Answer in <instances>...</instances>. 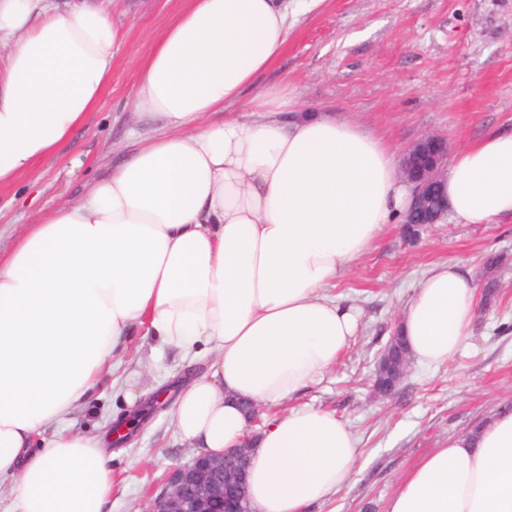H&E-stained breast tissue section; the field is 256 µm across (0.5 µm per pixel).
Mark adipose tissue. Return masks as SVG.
I'll use <instances>...</instances> for the list:
<instances>
[{
    "mask_svg": "<svg viewBox=\"0 0 512 512\" xmlns=\"http://www.w3.org/2000/svg\"><path fill=\"white\" fill-rule=\"evenodd\" d=\"M290 35L286 0H184L135 94L163 133L0 252V479L14 512H108L112 456L68 423L135 330L211 354L173 421L215 454L246 438L242 402L320 381L356 335L357 310L325 290L403 221L412 190L381 133L303 111L289 86L258 89ZM122 39L99 0H0V184L86 123ZM443 188L455 223L512 217V132L458 151ZM475 304L458 266H433L400 322L412 357L448 362ZM357 455L333 412L268 421L253 512H307L348 483ZM388 512H512V410L422 457Z\"/></svg>",
    "mask_w": 512,
    "mask_h": 512,
    "instance_id": "obj_1",
    "label": "adipose tissue"
}]
</instances>
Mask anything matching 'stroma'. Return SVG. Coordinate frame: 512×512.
I'll use <instances>...</instances> for the list:
<instances>
[{
  "label": "stroma",
  "mask_w": 512,
  "mask_h": 512,
  "mask_svg": "<svg viewBox=\"0 0 512 512\" xmlns=\"http://www.w3.org/2000/svg\"><path fill=\"white\" fill-rule=\"evenodd\" d=\"M183 0H112L124 32L101 108L56 151L13 183L0 186V250L6 251L47 209L80 199L161 121L134 106L136 83L151 44ZM286 52L259 79L285 84L303 108L324 107L381 132L397 149L434 132L457 151L490 131L512 129V0H308L289 10ZM498 265H490V258ZM448 263L476 286L495 280L493 299L478 296L473 331L447 364H411L398 394L377 395L375 363L405 304L428 270ZM355 306L359 329L323 379L292 399L259 405L261 419L309 405L336 412L358 440L349 482L314 512H387L401 477L448 438L512 409V220L428 226L416 240L390 225L351 263L332 289ZM206 358L159 348L130 336L121 362L105 374L71 428L108 434L137 398L163 394L129 442L112 443V512H149L166 470L192 458L173 420L178 378L204 372Z\"/></svg>",
  "instance_id": "1"
}]
</instances>
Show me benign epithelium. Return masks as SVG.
<instances>
[{
	"label": "benign epithelium",
	"instance_id": "obj_1",
	"mask_svg": "<svg viewBox=\"0 0 512 512\" xmlns=\"http://www.w3.org/2000/svg\"><path fill=\"white\" fill-rule=\"evenodd\" d=\"M402 170L413 181L415 206L426 212L429 186L447 176L448 150L442 136L427 133L403 152ZM411 356L401 347L381 351L374 369V391L389 398L407 376ZM251 447L231 448L222 455L196 453L188 462L168 470L165 484L150 512H240L239 491L244 489Z\"/></svg>",
	"mask_w": 512,
	"mask_h": 512
}]
</instances>
